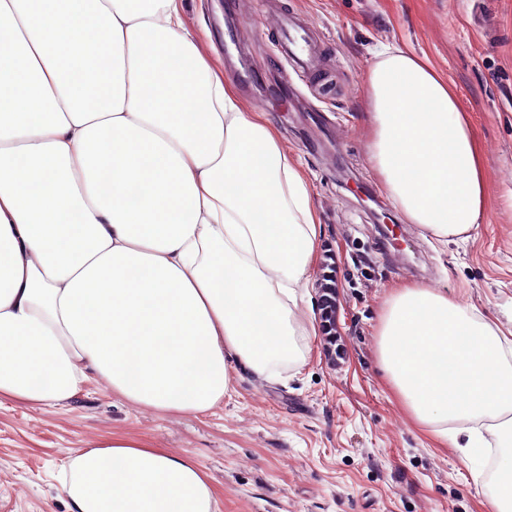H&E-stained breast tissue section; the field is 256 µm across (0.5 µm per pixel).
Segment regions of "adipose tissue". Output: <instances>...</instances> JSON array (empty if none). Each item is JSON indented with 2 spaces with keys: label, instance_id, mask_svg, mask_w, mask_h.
<instances>
[{
  "label": "adipose tissue",
  "instance_id": "1",
  "mask_svg": "<svg viewBox=\"0 0 512 512\" xmlns=\"http://www.w3.org/2000/svg\"><path fill=\"white\" fill-rule=\"evenodd\" d=\"M183 0H0V403L86 387L201 416L232 364L304 358L319 253L308 179L242 108ZM370 162L411 224L466 239L488 196L476 129L426 55L383 46L368 77ZM384 378L411 423L476 461L500 454L490 512H512V328L418 284L380 317ZM57 479L70 512H217L191 458L114 433Z\"/></svg>",
  "mask_w": 512,
  "mask_h": 512
}]
</instances>
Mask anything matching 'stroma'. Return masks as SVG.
Masks as SVG:
<instances>
[{
	"instance_id": "obj_1",
	"label": "stroma",
	"mask_w": 512,
	"mask_h": 512,
	"mask_svg": "<svg viewBox=\"0 0 512 512\" xmlns=\"http://www.w3.org/2000/svg\"><path fill=\"white\" fill-rule=\"evenodd\" d=\"M311 24L329 59L288 75L279 12ZM190 28L216 31L224 78L258 83L265 112L303 168L336 261V337L273 379L236 367L223 405L203 416L148 410L90 385L52 409L0 404V512H68L56 478L72 448L112 433L153 440L197 462L218 512H489L481 476L455 446L429 447L392 399L377 359L390 288L419 283L512 325V0H185ZM425 53L477 130L489 212L464 242L407 223L369 162L368 73L378 43Z\"/></svg>"
}]
</instances>
